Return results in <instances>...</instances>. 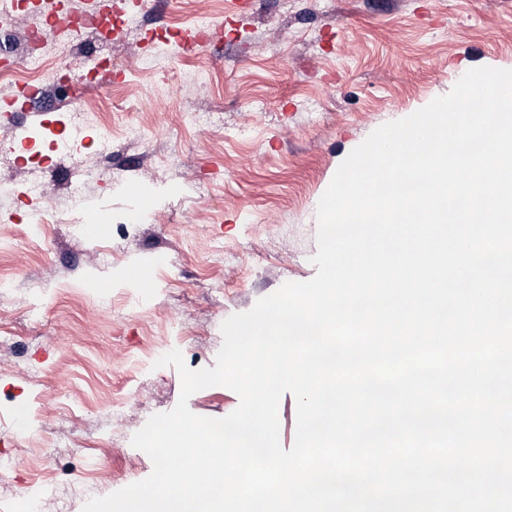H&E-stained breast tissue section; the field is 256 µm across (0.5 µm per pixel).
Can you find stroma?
Returning <instances> with one entry per match:
<instances>
[{
  "label": "stroma",
  "mask_w": 512,
  "mask_h": 512,
  "mask_svg": "<svg viewBox=\"0 0 512 512\" xmlns=\"http://www.w3.org/2000/svg\"><path fill=\"white\" fill-rule=\"evenodd\" d=\"M212 34L182 53L177 36L196 15ZM126 23L110 48L113 77L83 89L74 106L98 113L81 157L95 179L65 168L45 171L50 193L82 182L86 209L140 210L141 228L112 240L89 234L85 217L52 219L39 235L23 221L24 201L0 198L17 214L0 250V335L16 337L25 362L6 367L0 352V512L32 502L53 512L54 493L106 467V496L147 478L151 458L131 439L181 393L172 366L154 347L181 352L190 369L214 367L230 316L288 282L317 272V206L344 159L379 126L408 117L448 94L469 69L512 70V0H129ZM40 75L0 76V111L47 122L33 147L17 146L0 182H23L60 129L63 112L24 101L23 86L49 88L75 77L88 46L45 38ZM185 112H211L208 128L186 126ZM138 123L147 140L121 130ZM112 131V156L92 143ZM223 245L213 269L204 243ZM110 247L111 267L94 263ZM38 273L41 289L30 286ZM222 289H215L216 278ZM117 316H102L100 298ZM67 396L77 425L49 408ZM239 404L224 386L194 393L190 410L222 418ZM27 432L15 426L18 409ZM124 442L103 454L110 434Z\"/></svg>",
  "instance_id": "1"
}]
</instances>
